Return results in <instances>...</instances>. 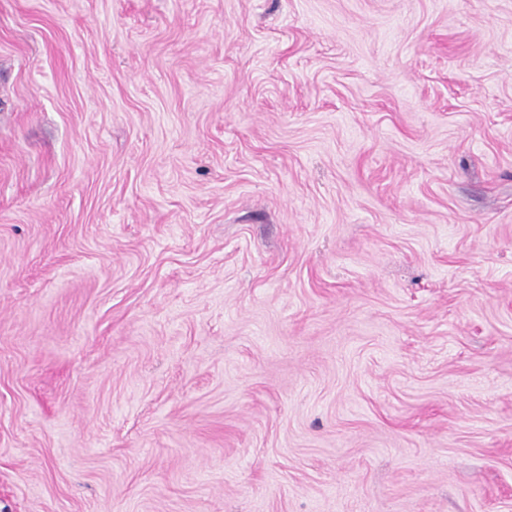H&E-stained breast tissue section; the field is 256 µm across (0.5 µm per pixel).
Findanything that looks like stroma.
<instances>
[{
	"label": "stroma",
	"mask_w": 512,
	"mask_h": 512,
	"mask_svg": "<svg viewBox=\"0 0 512 512\" xmlns=\"http://www.w3.org/2000/svg\"><path fill=\"white\" fill-rule=\"evenodd\" d=\"M0 512H512V0H0Z\"/></svg>",
	"instance_id": "35a3bbf8"
}]
</instances>
